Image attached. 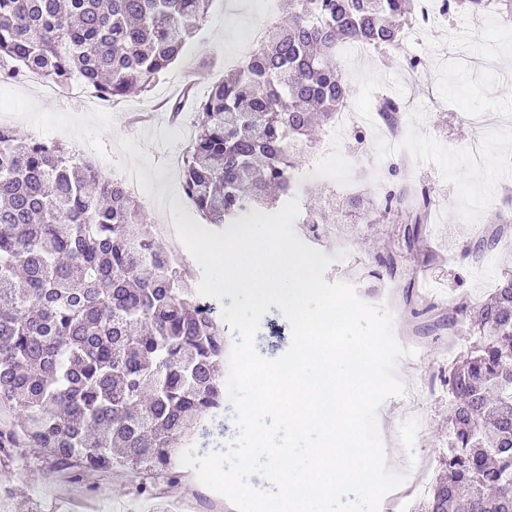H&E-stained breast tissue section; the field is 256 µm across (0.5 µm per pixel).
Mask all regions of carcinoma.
<instances>
[{"instance_id":"cac0c4a2","label":"carcinoma","mask_w":512,"mask_h":512,"mask_svg":"<svg viewBox=\"0 0 512 512\" xmlns=\"http://www.w3.org/2000/svg\"><path fill=\"white\" fill-rule=\"evenodd\" d=\"M210 0H0V70L80 81L105 100L148 92L204 34ZM412 0H289L231 77L167 104L195 109L182 189L216 228L271 213L296 194L294 148L336 123L349 95L340 53L395 49ZM348 203L368 221L409 206L388 185ZM512 232V216L475 239L474 261ZM466 357L448 367V477L421 512H512V273L456 310ZM224 328L202 311L141 201L57 143L0 126V464L30 448L56 471L182 478V442L224 405Z\"/></svg>"}]
</instances>
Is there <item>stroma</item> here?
I'll use <instances>...</instances> for the list:
<instances>
[{
    "label": "stroma",
    "mask_w": 512,
    "mask_h": 512,
    "mask_svg": "<svg viewBox=\"0 0 512 512\" xmlns=\"http://www.w3.org/2000/svg\"><path fill=\"white\" fill-rule=\"evenodd\" d=\"M285 0H211L203 38L187 43L151 91L127 98L104 100L96 94L76 96L69 87L45 95L27 76L0 81V116L21 134L47 142L63 143L68 151L89 159L104 175L116 169L138 173L150 200L145 207L150 223L163 220L168 200L182 194L181 171L176 163L189 148L169 119L165 103L182 91L177 76L196 75L198 87H209L231 69L241 44L251 29L271 27L283 16ZM477 32V53L497 57L492 71L466 65L452 48V33ZM412 52L423 65L413 81L401 79L403 56L399 50L375 53L357 62L350 78L349 109L373 111L379 94L402 99L407 127L389 164L380 156L389 151L379 132L365 138L345 134L341 154L357 170L355 187L379 192L390 179L391 167L418 197L431 203L430 219L421 241L407 249L403 231L411 216L400 213L377 224L363 223L354 212L337 208L326 237L306 235L303 225L295 232L308 246L327 255L344 253L324 275L327 282L352 284L366 303L387 309L393 331L408 356L398 364L404 383L422 387L417 414H410L407 397L387 399L378 409L387 465L403 476L401 496L387 494L379 512H418L421 498L413 490L419 465L438 477L448 454V367L464 355L469 327L448 330L441 323L449 310L483 300L501 278L512 270V238L488 251L479 267L460 259L463 249L492 226L502 213V196L512 191V43L502 37L499 16L473 15L457 9L444 24L443 34H426ZM485 115L486 160L481 169L466 161V149L475 136L470 114ZM395 254L394 276L374 278L378 257ZM292 340L291 329L278 308L261 320L256 349L267 359L284 354ZM177 484L156 481V495L138 500L124 488L125 480L104 473L69 484L53 474L50 461L27 455L24 461L0 465V485L17 488L7 512H70L73 501L85 503L89 512H174L189 493L201 506L223 502L221 494L200 484L193 470L183 468ZM108 489V503H101L97 488ZM222 512H235L223 502Z\"/></svg>",
    "instance_id": "35a3bbf8"
}]
</instances>
